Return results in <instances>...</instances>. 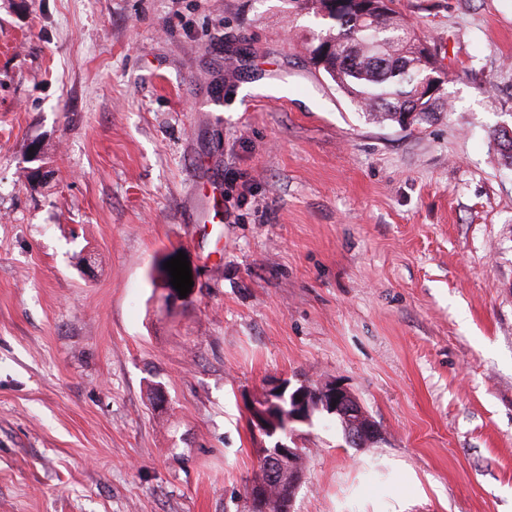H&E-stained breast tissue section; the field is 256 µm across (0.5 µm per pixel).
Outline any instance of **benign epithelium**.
<instances>
[{
	"label": "benign epithelium",
	"instance_id": "benign-epithelium-1",
	"mask_svg": "<svg viewBox=\"0 0 512 512\" xmlns=\"http://www.w3.org/2000/svg\"><path fill=\"white\" fill-rule=\"evenodd\" d=\"M377 0H332L335 10L366 19ZM336 419L347 443L363 447L380 439V430L356 397L339 382L324 381L291 385L281 382L266 396L251 403L249 420L254 430L275 439L276 447L262 449L267 457L264 479L251 496L252 512H268L266 489L285 487L282 512H293L294 495L304 477L303 455L298 445V427L309 425L315 414Z\"/></svg>",
	"mask_w": 512,
	"mask_h": 512
}]
</instances>
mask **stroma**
Here are the masks:
<instances>
[{"label": "stroma", "instance_id": "obj_1", "mask_svg": "<svg viewBox=\"0 0 512 512\" xmlns=\"http://www.w3.org/2000/svg\"><path fill=\"white\" fill-rule=\"evenodd\" d=\"M285 4L0 0V512H249L283 380L382 432L301 427L294 512H512V0H396L450 103L404 128Z\"/></svg>", "mask_w": 512, "mask_h": 512}]
</instances>
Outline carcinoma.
I'll use <instances>...</instances> for the list:
<instances>
[{
  "label": "carcinoma",
  "mask_w": 512,
  "mask_h": 512,
  "mask_svg": "<svg viewBox=\"0 0 512 512\" xmlns=\"http://www.w3.org/2000/svg\"><path fill=\"white\" fill-rule=\"evenodd\" d=\"M290 7L315 17L318 29L303 46L310 60L316 59L321 40H331L336 46L334 57L327 59L322 72L356 112L372 124H401L403 114H412L410 124L423 126L436 113L445 110L447 100L438 92L433 102L422 100L425 78L437 63L436 53L422 55L420 46L425 37L409 24L387 0L384 10L370 20H360L345 13L329 17L328 0H288ZM421 109L414 111L416 103ZM500 157L512 167V134L494 130ZM172 251L156 260V278L166 289L173 288L164 263L176 256Z\"/></svg>",
  "instance_id": "cac0c4a2"
}]
</instances>
